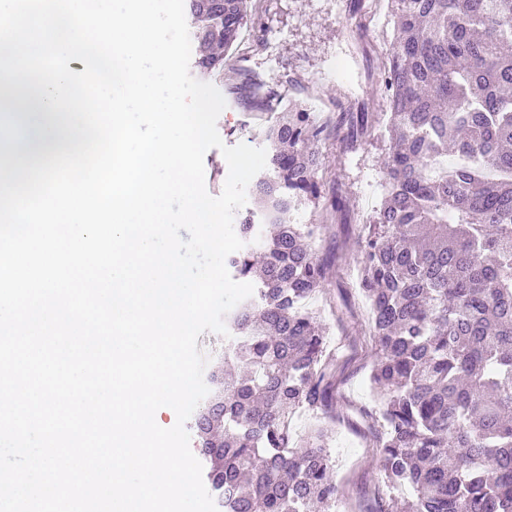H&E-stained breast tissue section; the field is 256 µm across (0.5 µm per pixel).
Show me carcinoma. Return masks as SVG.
Wrapping results in <instances>:
<instances>
[{
    "label": "carcinoma",
    "instance_id": "carcinoma-1",
    "mask_svg": "<svg viewBox=\"0 0 512 512\" xmlns=\"http://www.w3.org/2000/svg\"><path fill=\"white\" fill-rule=\"evenodd\" d=\"M388 4V112L350 114L340 138L352 151L374 128L390 143L360 281L385 512H512V0ZM184 8L193 68L221 74L250 0ZM324 132L302 103L280 110L237 224L245 246L226 259L254 293L224 318L192 423L218 512H327L339 494L327 430L288 427L298 411L333 410L336 359L306 307L326 281L322 226L293 223L321 198Z\"/></svg>",
    "mask_w": 512,
    "mask_h": 512
}]
</instances>
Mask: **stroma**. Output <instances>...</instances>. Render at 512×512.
Returning a JSON list of instances; mask_svg holds the SVG:
<instances>
[{
    "label": "stroma",
    "mask_w": 512,
    "mask_h": 512,
    "mask_svg": "<svg viewBox=\"0 0 512 512\" xmlns=\"http://www.w3.org/2000/svg\"><path fill=\"white\" fill-rule=\"evenodd\" d=\"M252 24L243 31L217 88L226 107L217 130L226 145L261 146L273 114L259 110L253 82L276 93L279 102L297 100L326 126L317 148L324 159L327 186L348 201L346 214L320 203L300 205L299 224H318L319 254L334 260L323 290L309 303L326 327L327 345L336 356V407L324 419L296 413L293 429L305 434L316 426L330 434L333 474L345 512H379L387 489L379 468L377 430L370 418L376 401L368 385L374 347L366 303L359 293L363 240L360 218L382 203L380 160L389 143L378 132L365 135L344 152L339 137L349 112L382 115L387 110L384 69L393 39L387 0H255Z\"/></svg>",
    "instance_id": "obj_1"
}]
</instances>
